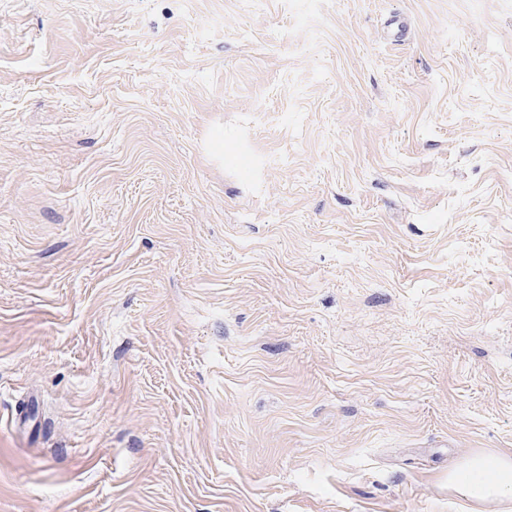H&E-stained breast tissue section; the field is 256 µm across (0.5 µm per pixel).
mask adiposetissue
I'll use <instances>...</instances> for the list:
<instances>
[{"label":"adipose tissue","instance_id":"ef3b65f1","mask_svg":"<svg viewBox=\"0 0 512 512\" xmlns=\"http://www.w3.org/2000/svg\"><path fill=\"white\" fill-rule=\"evenodd\" d=\"M448 486L467 512H502L512 506V455L478 453L448 472Z\"/></svg>","mask_w":512,"mask_h":512}]
</instances>
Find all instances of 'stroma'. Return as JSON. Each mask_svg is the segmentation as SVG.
<instances>
[{
  "mask_svg": "<svg viewBox=\"0 0 512 512\" xmlns=\"http://www.w3.org/2000/svg\"><path fill=\"white\" fill-rule=\"evenodd\" d=\"M504 452L512 0H0V512H461Z\"/></svg>",
  "mask_w": 512,
  "mask_h": 512,
  "instance_id": "1",
  "label": "stroma"
}]
</instances>
